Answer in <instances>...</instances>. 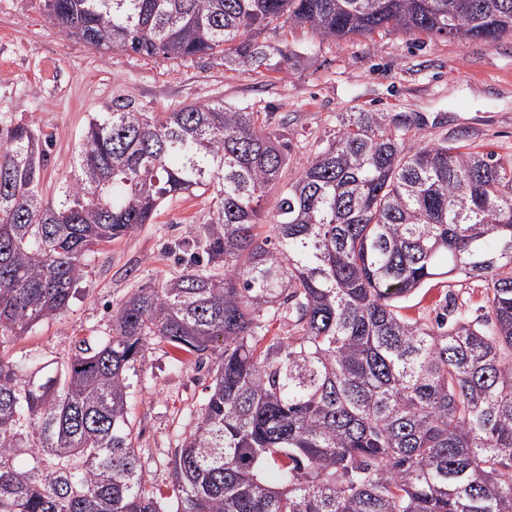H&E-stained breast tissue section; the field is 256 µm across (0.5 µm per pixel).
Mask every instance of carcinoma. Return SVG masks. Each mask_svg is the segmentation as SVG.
<instances>
[{
	"label": "carcinoma",
	"instance_id": "1",
	"mask_svg": "<svg viewBox=\"0 0 512 512\" xmlns=\"http://www.w3.org/2000/svg\"><path fill=\"white\" fill-rule=\"evenodd\" d=\"M94 49L229 69L288 68L271 26L323 39L385 27L512 35V0H44ZM289 139L262 113L118 105L92 117L44 200L47 140L0 116V512H167L146 491L130 374L157 341L215 356L179 441L175 512H512V159L420 144L373 112L280 184ZM279 188L268 234L262 202ZM209 195L183 272L135 289L111 333L63 362L10 345L69 309L84 257ZM217 263L224 272L208 265ZM486 283V313L400 303L434 281ZM288 319L285 338L267 322Z\"/></svg>",
	"mask_w": 512,
	"mask_h": 512
}]
</instances>
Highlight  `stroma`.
Instances as JSON below:
<instances>
[{"label": "stroma", "mask_w": 512, "mask_h": 512, "mask_svg": "<svg viewBox=\"0 0 512 512\" xmlns=\"http://www.w3.org/2000/svg\"><path fill=\"white\" fill-rule=\"evenodd\" d=\"M257 39L287 49V69L230 70L217 56L176 61L97 50L50 25L43 0H0V114L29 121L49 137L40 181L49 199L90 117L117 103L151 112L208 102L253 109L269 129L289 133L293 168L324 147L352 112L406 125L421 144L512 157V35L487 42L389 27L322 40L286 27ZM209 207L206 195L168 200L154 223L90 253L68 311L22 337L15 353L61 362L79 340L107 336L113 307L146 283L182 273ZM485 288L477 278L452 288L433 282L406 302L404 313L433 321L453 294L476 316L486 306ZM213 366L209 356L176 358L165 343L148 345L138 361L129 418L148 491L171 496L170 461L195 422Z\"/></svg>", "instance_id": "obj_1"}]
</instances>
